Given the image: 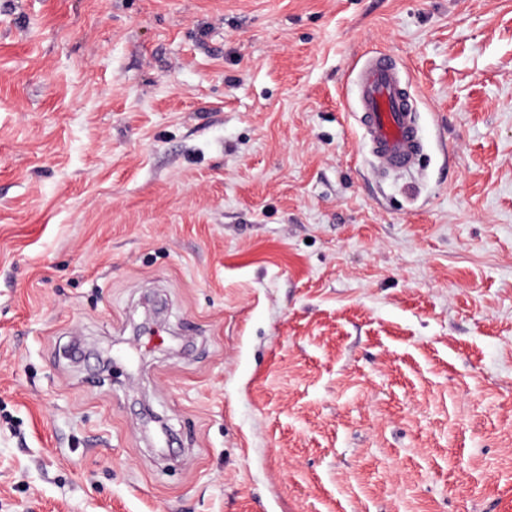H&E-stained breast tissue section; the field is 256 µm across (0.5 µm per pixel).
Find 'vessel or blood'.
<instances>
[{"label":"vessel or blood","instance_id":"vessel-or-blood-1","mask_svg":"<svg viewBox=\"0 0 512 512\" xmlns=\"http://www.w3.org/2000/svg\"><path fill=\"white\" fill-rule=\"evenodd\" d=\"M362 137L385 172L410 170L423 147L421 128L405 90V80L385 55L367 58L354 84Z\"/></svg>","mask_w":512,"mask_h":512}]
</instances>
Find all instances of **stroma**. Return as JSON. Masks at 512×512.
Listing matches in <instances>:
<instances>
[{
	"label": "stroma",
	"instance_id": "stroma-1",
	"mask_svg": "<svg viewBox=\"0 0 512 512\" xmlns=\"http://www.w3.org/2000/svg\"><path fill=\"white\" fill-rule=\"evenodd\" d=\"M0 512H512V0H0ZM405 80L386 55L367 58L354 84L362 137L384 172L410 170L423 147L421 128Z\"/></svg>",
	"mask_w": 512,
	"mask_h": 512
}]
</instances>
